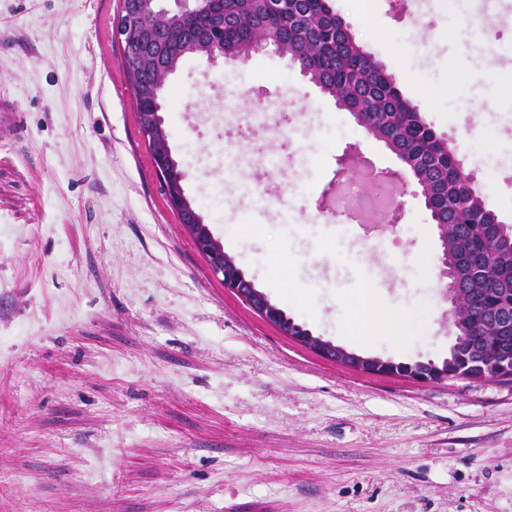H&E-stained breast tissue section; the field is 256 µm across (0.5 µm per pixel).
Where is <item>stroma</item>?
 <instances>
[{"label": "stroma", "mask_w": 512, "mask_h": 512, "mask_svg": "<svg viewBox=\"0 0 512 512\" xmlns=\"http://www.w3.org/2000/svg\"><path fill=\"white\" fill-rule=\"evenodd\" d=\"M332 0L512 227V15ZM120 0H0V512H512V383L327 361L225 289L170 209L113 33ZM427 55L411 52L413 43ZM185 192L313 335L441 362L455 342L421 197L373 230L318 201L350 153L402 169L274 51L189 53L164 91ZM288 107L280 129L253 102ZM390 330L346 336L364 291Z\"/></svg>", "instance_id": "stroma-1"}]
</instances>
